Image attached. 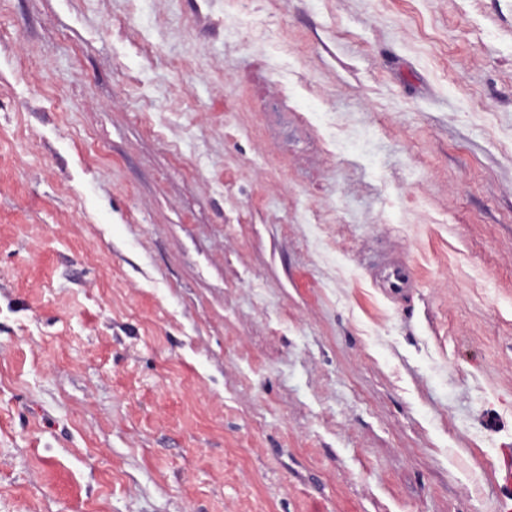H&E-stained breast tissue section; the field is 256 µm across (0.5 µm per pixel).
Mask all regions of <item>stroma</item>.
Here are the masks:
<instances>
[{
	"instance_id": "obj_1",
	"label": "stroma",
	"mask_w": 512,
	"mask_h": 512,
	"mask_svg": "<svg viewBox=\"0 0 512 512\" xmlns=\"http://www.w3.org/2000/svg\"><path fill=\"white\" fill-rule=\"evenodd\" d=\"M511 473L512 0H0V512ZM373 277L378 287L388 294L404 293L418 285L408 263L396 256L381 260L374 268Z\"/></svg>"
}]
</instances>
